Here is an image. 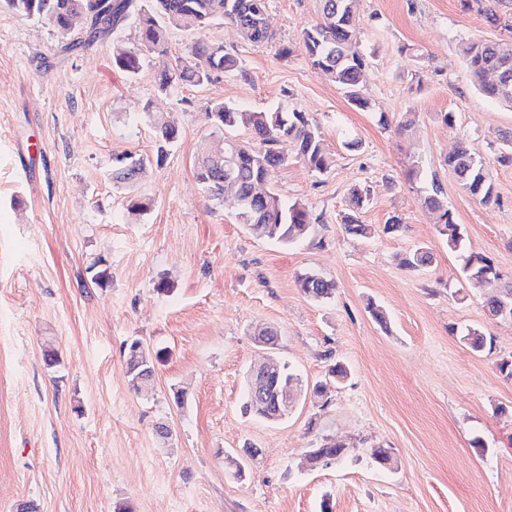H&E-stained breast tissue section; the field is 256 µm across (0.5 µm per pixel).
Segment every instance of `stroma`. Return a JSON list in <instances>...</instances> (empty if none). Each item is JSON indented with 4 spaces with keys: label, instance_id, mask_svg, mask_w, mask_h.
<instances>
[{
    "label": "stroma",
    "instance_id": "obj_1",
    "mask_svg": "<svg viewBox=\"0 0 512 512\" xmlns=\"http://www.w3.org/2000/svg\"><path fill=\"white\" fill-rule=\"evenodd\" d=\"M356 11L372 69L367 111L302 49L315 0H268V45L209 26L199 35L235 54L244 76L164 93L156 71L198 34L169 30L167 56H147L131 76L112 46L137 43L134 24L65 51L51 26L0 6V512H512V380L498 369L512 357V322L488 317L486 289L465 279L421 200L423 179L407 175L416 161L436 176L467 251L512 275V146L502 138L512 108L472 85L460 52L504 32L465 0H356ZM213 101L297 109L319 124L329 171L293 160L284 142L290 160L273 178L312 216L302 241L255 236L237 223L232 194L217 204L201 189L194 159L215 136L204 114ZM147 102L179 138L148 167L140 191L151 208L139 217L109 172L116 153L153 155L138 112ZM408 112L416 123L399 131ZM462 143L484 161L497 202L472 199L449 172L445 158ZM355 185L372 193L359 215L367 239L344 229ZM393 216L402 227L385 232ZM423 244L430 266H400ZM307 271L335 283L330 300L300 290ZM162 278L170 292L156 290ZM262 326L277 332L274 348L255 343ZM468 326L484 332L482 351L462 339ZM135 339L153 359L147 392L126 374ZM268 355L307 388L279 423L243 410L245 373ZM336 361L349 375L318 398ZM327 438L347 456L306 467ZM246 447L257 455L240 480L225 457ZM376 447L392 449V468L373 464Z\"/></svg>",
    "mask_w": 512,
    "mask_h": 512
}]
</instances>
